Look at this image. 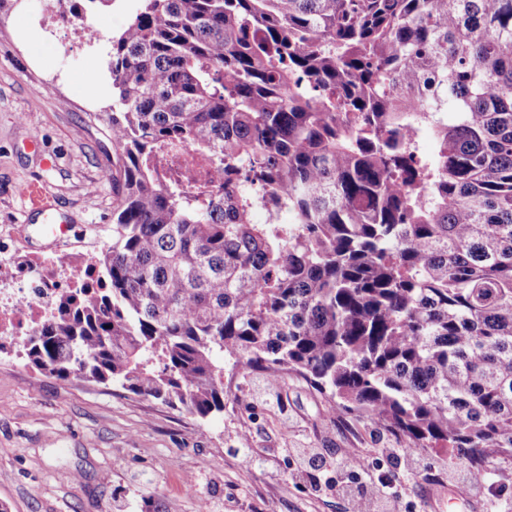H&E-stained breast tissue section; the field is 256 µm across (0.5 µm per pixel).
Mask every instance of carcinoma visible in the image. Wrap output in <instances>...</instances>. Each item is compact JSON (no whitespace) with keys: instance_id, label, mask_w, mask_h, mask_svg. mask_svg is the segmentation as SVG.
<instances>
[{"instance_id":"carcinoma-1","label":"carcinoma","mask_w":512,"mask_h":512,"mask_svg":"<svg viewBox=\"0 0 512 512\" xmlns=\"http://www.w3.org/2000/svg\"><path fill=\"white\" fill-rule=\"evenodd\" d=\"M109 43L107 288L27 364L207 419L227 362L512 459V0H141Z\"/></svg>"}]
</instances>
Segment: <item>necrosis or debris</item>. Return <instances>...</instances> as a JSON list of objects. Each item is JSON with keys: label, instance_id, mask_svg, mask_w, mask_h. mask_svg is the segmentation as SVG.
Here are the masks:
<instances>
[{"label": "necrosis or debris", "instance_id": "obj_1", "mask_svg": "<svg viewBox=\"0 0 512 512\" xmlns=\"http://www.w3.org/2000/svg\"><path fill=\"white\" fill-rule=\"evenodd\" d=\"M91 250L37 256L17 250L0 266V347L33 336L74 288L98 287Z\"/></svg>", "mask_w": 512, "mask_h": 512}]
</instances>
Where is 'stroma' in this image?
I'll use <instances>...</instances> for the list:
<instances>
[{
    "mask_svg": "<svg viewBox=\"0 0 512 512\" xmlns=\"http://www.w3.org/2000/svg\"><path fill=\"white\" fill-rule=\"evenodd\" d=\"M137 0L83 9L106 35L120 34ZM70 14L49 0H0V263L15 243L36 254L57 246L23 188L47 184L70 226L68 245L112 240L116 162L106 114L111 94L94 82L109 46L70 41ZM41 39L25 42L22 22ZM224 411L200 419L116 385L62 380L0 356V502L10 512H349L337 473L348 450L374 477L392 480L402 512H512V461L502 460L484 494L450 502L452 459L425 452L419 467L385 454L397 440L379 426L333 415L324 397L292 376L224 373ZM317 449L304 470L299 449Z\"/></svg>",
    "mask_w": 512,
    "mask_h": 512,
    "instance_id": "stroma-1",
    "label": "stroma"
}]
</instances>
